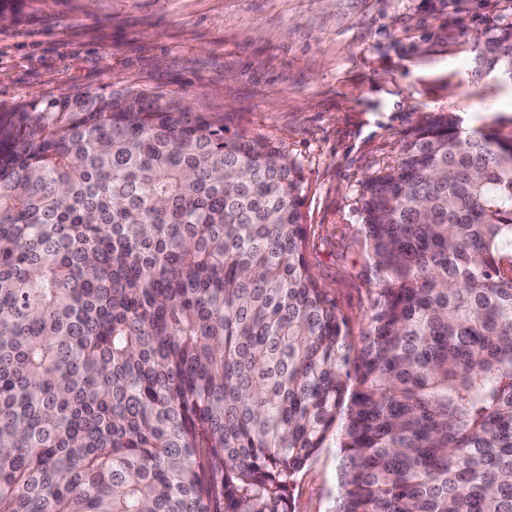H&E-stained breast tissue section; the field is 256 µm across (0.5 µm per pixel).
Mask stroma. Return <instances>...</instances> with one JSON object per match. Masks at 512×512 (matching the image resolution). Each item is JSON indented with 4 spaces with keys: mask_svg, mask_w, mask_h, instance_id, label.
<instances>
[{
    "mask_svg": "<svg viewBox=\"0 0 512 512\" xmlns=\"http://www.w3.org/2000/svg\"><path fill=\"white\" fill-rule=\"evenodd\" d=\"M0 119L31 99L132 90L266 138L303 185L306 259L352 336L370 295L363 187L433 117L512 136V78L480 70L475 34L512 0H9L0 8ZM334 449L300 472L294 512H328Z\"/></svg>",
    "mask_w": 512,
    "mask_h": 512,
    "instance_id": "stroma-1",
    "label": "stroma"
}]
</instances>
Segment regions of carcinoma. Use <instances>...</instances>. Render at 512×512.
I'll return each mask as SVG.
<instances>
[{
  "mask_svg": "<svg viewBox=\"0 0 512 512\" xmlns=\"http://www.w3.org/2000/svg\"><path fill=\"white\" fill-rule=\"evenodd\" d=\"M512 73V26L479 41ZM280 146L133 92L0 122V512H512V136L452 115L368 179L359 339ZM335 448H326L300 472L292 491L295 512H327L337 493Z\"/></svg>",
  "mask_w": 512,
  "mask_h": 512,
  "instance_id": "1",
  "label": "carcinoma"
}]
</instances>
